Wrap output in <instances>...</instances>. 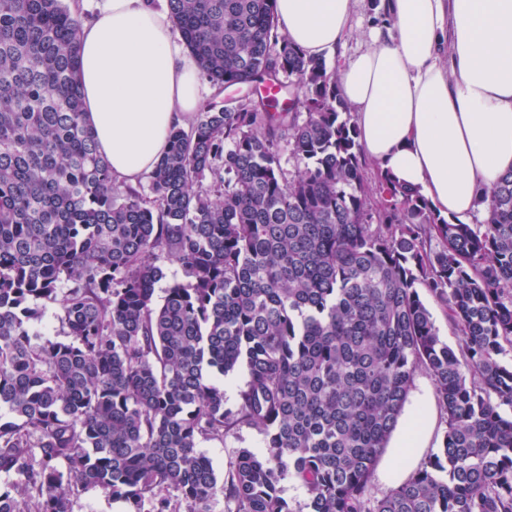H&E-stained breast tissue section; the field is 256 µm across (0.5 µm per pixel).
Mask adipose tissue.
Instances as JSON below:
<instances>
[{"mask_svg": "<svg viewBox=\"0 0 512 512\" xmlns=\"http://www.w3.org/2000/svg\"><path fill=\"white\" fill-rule=\"evenodd\" d=\"M357 0H276L281 30L307 55L337 52ZM364 48L336 71L367 161L466 221L481 188L512 171V0H379ZM84 119L113 176L149 173L173 126L188 127L208 85L155 0H105L84 23ZM427 422L408 414L380 476L415 466Z\"/></svg>", "mask_w": 512, "mask_h": 512, "instance_id": "obj_1", "label": "adipose tissue"}]
</instances>
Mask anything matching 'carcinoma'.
<instances>
[{
	"label": "carcinoma",
	"mask_w": 512,
	"mask_h": 512,
	"mask_svg": "<svg viewBox=\"0 0 512 512\" xmlns=\"http://www.w3.org/2000/svg\"><path fill=\"white\" fill-rule=\"evenodd\" d=\"M168 2L209 82L248 93L173 128L133 187L84 121L80 3L0 0V512L91 490L126 512H512V172L480 223L449 221L370 177L335 72L276 0ZM168 263L183 279L158 301ZM418 371L442 446L375 498ZM244 426L263 446L220 480L199 445ZM428 307L433 314L434 320L441 338L450 345H455L457 341V330L454 324L449 320L448 315L432 298L425 295Z\"/></svg>",
	"instance_id": "obj_1"
}]
</instances>
